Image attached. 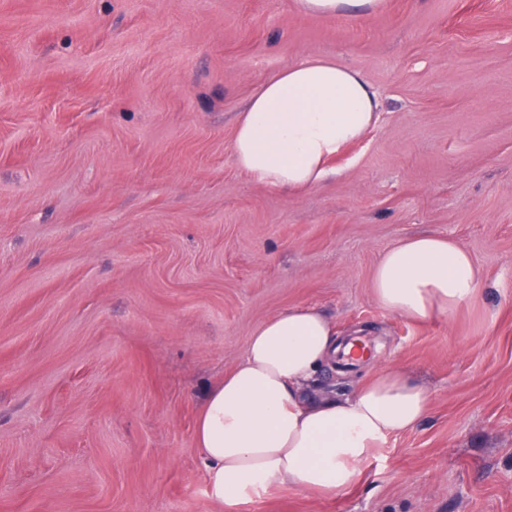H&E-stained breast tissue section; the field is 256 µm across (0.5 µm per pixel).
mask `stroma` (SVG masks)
I'll use <instances>...</instances> for the list:
<instances>
[{"mask_svg": "<svg viewBox=\"0 0 512 512\" xmlns=\"http://www.w3.org/2000/svg\"><path fill=\"white\" fill-rule=\"evenodd\" d=\"M307 58L382 117L298 196L236 166V119ZM434 234L482 279L452 315L383 309L372 275ZM301 305L389 339L430 395L348 491L239 512H512V0H0V512H221L194 440L252 331ZM295 9L301 14L332 16L348 12L355 16L378 12L384 0H294Z\"/></svg>", "mask_w": 512, "mask_h": 512, "instance_id": "35a3bbf8", "label": "stroma"}]
</instances>
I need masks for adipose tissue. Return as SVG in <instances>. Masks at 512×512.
<instances>
[{
    "instance_id": "ef3b65f1",
    "label": "adipose tissue",
    "mask_w": 512,
    "mask_h": 512,
    "mask_svg": "<svg viewBox=\"0 0 512 512\" xmlns=\"http://www.w3.org/2000/svg\"><path fill=\"white\" fill-rule=\"evenodd\" d=\"M294 5L302 14L364 16L384 0ZM380 119L379 97L359 71L309 58L257 89L238 118L231 152L256 181L299 193L333 175L334 160ZM479 283L470 254L431 234L390 247L372 277L383 309L418 321L451 315ZM340 350L332 320L316 307L285 310L251 333L244 356L209 392L195 429L209 496L223 512L277 486L347 491L375 448L424 418L428 391L395 368L376 371L347 397L315 393V374Z\"/></svg>"
}]
</instances>
